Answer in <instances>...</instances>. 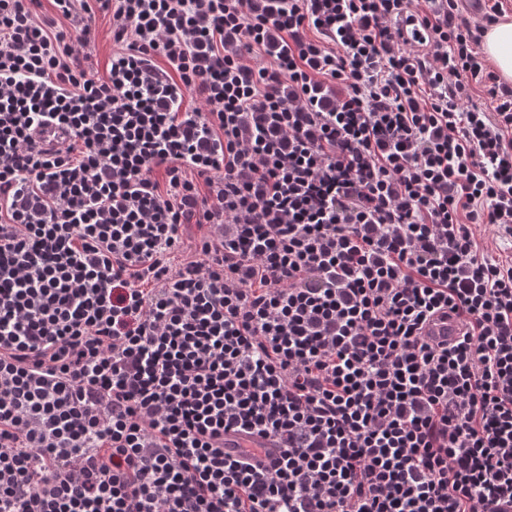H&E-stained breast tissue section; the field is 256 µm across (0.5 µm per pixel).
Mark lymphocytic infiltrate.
Listing matches in <instances>:
<instances>
[{"label": "lymphocytic infiltrate", "instance_id": "1", "mask_svg": "<svg viewBox=\"0 0 512 512\" xmlns=\"http://www.w3.org/2000/svg\"><path fill=\"white\" fill-rule=\"evenodd\" d=\"M51 2L0 0V512H512L502 0ZM505 3L507 12L486 31L482 47L495 71L506 81H512V0ZM112 16L99 15L97 18V33L95 40L86 48V52L90 53L91 60L99 71H103L108 60L111 59L112 53L119 50L120 46L112 41L111 34ZM475 235L481 246L493 255L512 257V237L500 234L495 226L481 224L475 229Z\"/></svg>", "mask_w": 512, "mask_h": 512}]
</instances>
